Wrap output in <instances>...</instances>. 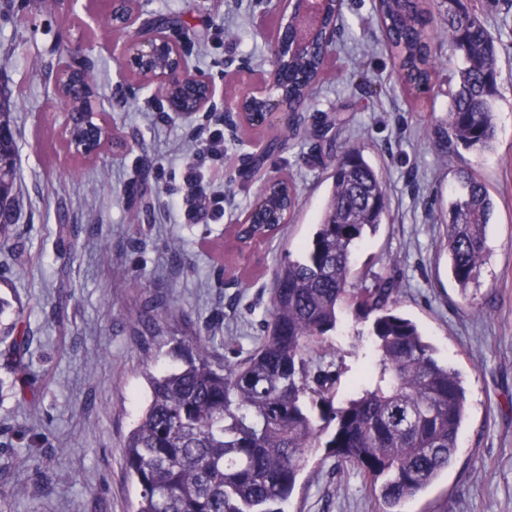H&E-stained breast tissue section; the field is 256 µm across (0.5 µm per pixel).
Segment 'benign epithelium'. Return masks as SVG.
I'll return each mask as SVG.
<instances>
[{
  "label": "benign epithelium",
  "instance_id": "obj_1",
  "mask_svg": "<svg viewBox=\"0 0 512 512\" xmlns=\"http://www.w3.org/2000/svg\"><path fill=\"white\" fill-rule=\"evenodd\" d=\"M328 0H273L272 8L280 15V29L288 28V19L300 13L307 35L317 27L309 22L311 14L322 15L321 5ZM112 26L115 29L134 31V36L120 44L112 45V55L124 68L146 83L149 78L164 82L170 89L166 103L170 111L183 117L198 112L221 110L234 113L236 120L229 123L231 132L245 123L259 128L283 123L289 130L296 125L295 108L281 95L272 96L283 79L281 66L282 35L270 38V69L253 79V84L232 101L217 108V87L207 78L191 72L185 46L170 33H154L143 28L141 14L134 9V0H112ZM79 72L70 63L58 67L56 91L66 104L64 133L70 152L84 159H94L105 148H117L124 143L117 138L116 125L106 117H94L93 87L76 81Z\"/></svg>",
  "mask_w": 512,
  "mask_h": 512
}]
</instances>
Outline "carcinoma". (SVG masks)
<instances>
[{
	"label": "carcinoma",
	"mask_w": 512,
	"mask_h": 512,
	"mask_svg": "<svg viewBox=\"0 0 512 512\" xmlns=\"http://www.w3.org/2000/svg\"><path fill=\"white\" fill-rule=\"evenodd\" d=\"M448 32V47L462 59L448 115L435 129L447 153L490 152L496 143L492 99L500 76L496 40L462 0H433ZM374 12L398 79L415 95L431 88L434 59L428 10L417 0H374ZM181 25V17L147 20L155 30ZM331 49L321 34L306 47L284 46L288 100L310 102ZM15 138L0 142V170L16 182ZM332 186L302 255L273 272L266 334L247 357L233 363L210 342H182V364L149 377L147 408L126 438L127 477L139 490L134 512H282L304 464L306 449L326 437L328 455L349 466L379 493V512H400L402 502L430 485L454 460L466 413L459 373L435 357L418 326L397 313L400 283L355 269V248L388 217L383 178L352 147L332 163ZM449 205L448 256L462 293L479 282L486 228L495 199L469 169L458 172ZM15 186L0 196V250L14 242ZM288 177L266 190L273 209L295 206ZM247 224L244 238L279 230ZM349 310L370 322L375 359L358 394L336 404L340 368L308 357L309 344L336 328ZM24 307L0 298V334L19 366L29 337L14 335Z\"/></svg>",
	"instance_id": "obj_1"
}]
</instances>
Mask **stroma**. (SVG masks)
I'll return each instance as SVG.
<instances>
[{
  "label": "stroma",
  "mask_w": 512,
  "mask_h": 512,
  "mask_svg": "<svg viewBox=\"0 0 512 512\" xmlns=\"http://www.w3.org/2000/svg\"><path fill=\"white\" fill-rule=\"evenodd\" d=\"M463 3L485 16L498 48L494 151L448 156L436 142L460 64L442 24L431 25L438 74L414 101L396 78L373 0H344L318 94L299 132H281L284 147L265 164L288 176L298 204L277 238L240 259L227 229L260 186L248 174L252 132L225 135L223 159L204 166L200 190L189 189L182 172L223 128L217 113L174 115L139 86L109 51L131 31L102 24L88 0H0V85L11 91L19 199L16 248L0 252V296L21 300L31 336L23 391L11 386L15 371L0 344V461L26 460L0 470L6 512H130L137 488L125 476L124 442L149 401V375L178 366L176 347L189 336L212 339L220 353L252 348L273 272L285 256H300L329 193L328 165L353 146L381 172L390 212L354 265L400 281L399 313L459 372L467 395L452 465L402 512H512V0ZM136 8L182 15L175 36L191 69L227 93L269 67L278 17L266 0H137ZM72 52L124 150L69 153L54 74ZM459 168L475 170L497 201L479 283L466 293L451 274L443 223ZM217 199L220 219L211 216ZM63 224L77 225V237L60 240ZM367 330L341 312L335 331L308 351L340 366L337 401L351 397L367 365ZM306 456L285 512H378L362 477L335 468L326 448ZM44 483L52 496L42 495Z\"/></svg>",
  "instance_id": "1"
}]
</instances>
